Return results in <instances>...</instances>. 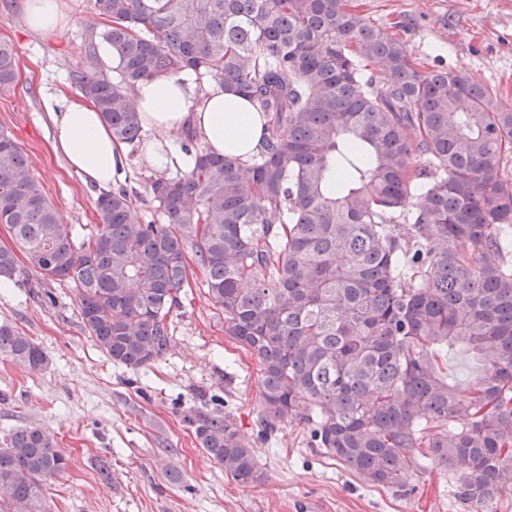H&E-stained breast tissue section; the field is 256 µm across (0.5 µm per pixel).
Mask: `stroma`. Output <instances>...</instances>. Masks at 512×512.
Instances as JSON below:
<instances>
[{
  "instance_id": "stroma-1",
  "label": "stroma",
  "mask_w": 512,
  "mask_h": 512,
  "mask_svg": "<svg viewBox=\"0 0 512 512\" xmlns=\"http://www.w3.org/2000/svg\"><path fill=\"white\" fill-rule=\"evenodd\" d=\"M70 18L58 33L31 30L25 0H0V40L16 51L19 77L0 90V131L9 134L45 196L78 236L97 222L99 189L51 149L58 92L75 94L69 75L110 70L103 48L89 50L94 0H63ZM356 12L405 41L416 68L461 70L512 112V0H349ZM154 169L128 148L117 186L138 217L163 222L149 178ZM26 274L0 288V321L11 322L47 355L32 372L0 359V440L37 426L54 436L68 470L48 488L50 512H467L453 493L456 472L433 465L407 476V490L372 487L312 447L302 425L262 436L259 364L224 333V314L204 274L191 266V290L169 315L173 334L162 361L132 371L115 364L84 330L76 292ZM221 412L249 438L264 478L242 485L200 448L186 416ZM109 476H102L101 465Z\"/></svg>"
}]
</instances>
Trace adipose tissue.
Listing matches in <instances>:
<instances>
[{"label": "adipose tissue", "mask_w": 512, "mask_h": 512, "mask_svg": "<svg viewBox=\"0 0 512 512\" xmlns=\"http://www.w3.org/2000/svg\"><path fill=\"white\" fill-rule=\"evenodd\" d=\"M25 10L29 27L43 33L60 31L70 21L62 0H26ZM132 104L144 126L157 136L143 152L161 171L188 169L189 156L173 144L175 136L184 131H193L212 151L243 161L255 154L263 134V119L250 101L216 82L201 91L186 78L156 76L137 85ZM51 119L54 153L64 156L84 182L111 189L126 147L113 140L95 106L83 99L65 98Z\"/></svg>", "instance_id": "ef3b65f1"}]
</instances>
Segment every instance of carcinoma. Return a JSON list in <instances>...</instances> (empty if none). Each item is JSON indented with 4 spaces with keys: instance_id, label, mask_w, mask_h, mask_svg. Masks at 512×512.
Instances as JSON below:
<instances>
[{
    "instance_id": "obj_1",
    "label": "carcinoma",
    "mask_w": 512,
    "mask_h": 512,
    "mask_svg": "<svg viewBox=\"0 0 512 512\" xmlns=\"http://www.w3.org/2000/svg\"><path fill=\"white\" fill-rule=\"evenodd\" d=\"M94 6L113 77L72 80L115 140H143L129 101L138 82L190 72L247 97L264 134L244 163L185 133L189 170L150 182L167 223H143L121 188L99 196L80 240L1 132L0 224L17 249L42 280L75 289L85 331L135 370L167 353L193 256L224 333L260 363L264 432L306 426L371 486L401 489L438 462L459 472L455 495L472 512H498L512 491V113L466 72L420 73L405 43L348 0ZM16 78L15 49L0 41V89ZM20 274L0 247V283ZM454 350L482 367L464 393L439 363ZM0 358L47 364L6 321ZM185 421L233 480H263L252 441L225 416ZM68 465L42 429L11 433L0 512H48Z\"/></svg>"
}]
</instances>
